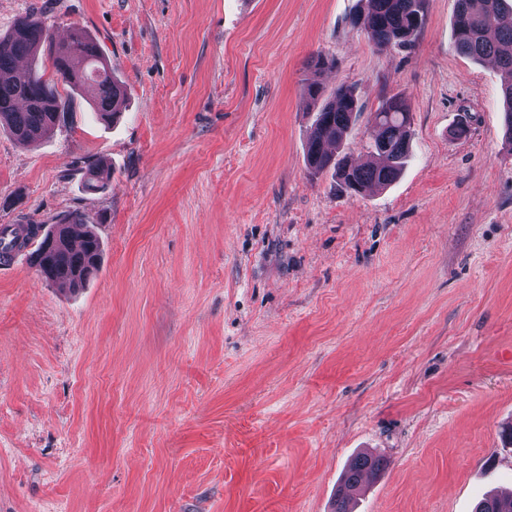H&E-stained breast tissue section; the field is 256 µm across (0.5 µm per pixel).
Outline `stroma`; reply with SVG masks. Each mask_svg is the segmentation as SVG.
Here are the masks:
<instances>
[{
    "label": "stroma",
    "mask_w": 512,
    "mask_h": 512,
    "mask_svg": "<svg viewBox=\"0 0 512 512\" xmlns=\"http://www.w3.org/2000/svg\"><path fill=\"white\" fill-rule=\"evenodd\" d=\"M456 7L426 0L400 51L354 26L365 0H0V34L83 30L125 93L113 122L63 86L67 124L0 130V225L74 212L103 242L76 292L0 265V512H331L363 452L387 467L352 512L512 492V143ZM316 53L363 106L348 163L409 104L387 188L310 174Z\"/></svg>",
    "instance_id": "stroma-1"
}]
</instances>
